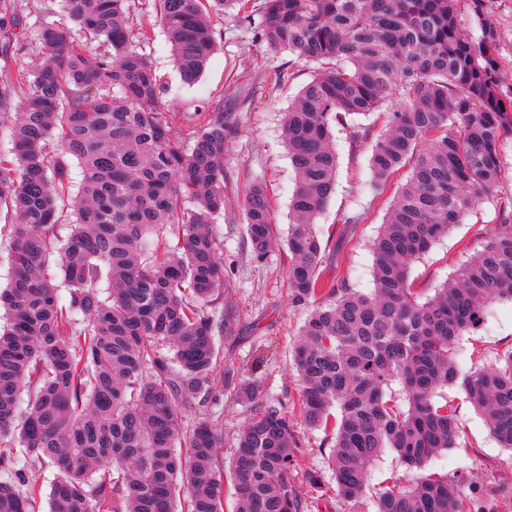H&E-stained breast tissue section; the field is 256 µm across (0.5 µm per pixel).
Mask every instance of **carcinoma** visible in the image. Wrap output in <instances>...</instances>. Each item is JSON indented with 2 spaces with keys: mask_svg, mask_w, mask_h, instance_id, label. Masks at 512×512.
Segmentation results:
<instances>
[{
  "mask_svg": "<svg viewBox=\"0 0 512 512\" xmlns=\"http://www.w3.org/2000/svg\"><path fill=\"white\" fill-rule=\"evenodd\" d=\"M182 79L196 81L214 48L209 13H259L260 43L317 73L284 114L296 175L288 251L293 303L307 305L292 353L303 384L300 411L332 429L336 495L359 501L375 460L390 450L423 469L457 444L455 410L436 400L460 387L503 448H512V352L459 369V339L484 327L491 304L512 301V214L485 237L451 282L421 300L411 265L494 197L503 174L499 144L512 133V97L502 94L495 27L458 28V0H151ZM83 33L39 32L42 59L28 75L0 73V206L9 224L10 280L0 289V512H38L41 490L20 463L58 474L50 512H302L291 482L298 440L288 412L256 380L217 371L215 322L203 305L224 285L209 232L224 212V147L235 113L219 105L177 126L138 45L135 0H61ZM19 26L15 0H0V39ZM27 85L15 100V85ZM394 101L372 139L377 188L412 160L405 187L371 244L373 287L338 288L315 220L334 192L333 129ZM82 184L70 194L71 168ZM73 219L62 239L64 207ZM254 259L274 242L267 187L245 197ZM164 231L153 251L152 232ZM57 255L69 305L59 303ZM105 280L111 292L97 284ZM327 293L329 300L320 301ZM400 386L403 404L391 385ZM28 392L27 404L22 393ZM227 394L247 422L227 465L223 428L210 417L187 427L183 409ZM184 444L185 453L177 451ZM373 512H495L460 482L421 472L379 489Z\"/></svg>",
  "mask_w": 512,
  "mask_h": 512,
  "instance_id": "carcinoma-1",
  "label": "carcinoma"
}]
</instances>
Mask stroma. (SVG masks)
<instances>
[{
  "instance_id": "35a3bbf8",
  "label": "stroma",
  "mask_w": 512,
  "mask_h": 512,
  "mask_svg": "<svg viewBox=\"0 0 512 512\" xmlns=\"http://www.w3.org/2000/svg\"><path fill=\"white\" fill-rule=\"evenodd\" d=\"M21 19L13 46L0 48V73H26L40 61L38 33L47 25L66 24L54 0H15ZM484 16L497 30V57L502 68V91L512 92V0H484ZM215 50L200 78L185 83L174 69L170 45L160 25H153L142 45L161 80L163 100L180 126H187L198 110L223 104L238 116L237 133L225 156V206L215 216L211 233L224 264V287L206 310L217 326L215 342L222 367L238 369L260 380L265 393L279 400L296 425L300 450L293 483L305 499V512H369L376 490L393 478L409 476V468L393 452H384L368 478L366 500L355 503L335 494L327 465L331 438L323 429L307 426L299 411L302 384L290 362L300 329L309 313L291 303L288 291V250L294 170L283 142L282 114L314 73L312 65L282 51L260 46L258 27L236 13L212 16ZM72 39H81L75 25L66 24ZM387 116L377 112L359 116L334 130L338 169L336 189L317 219L325 259L335 267L336 282L351 288L372 285L370 244L383 224L403 184L400 170L383 188H374L369 169V140L355 138L357 128L378 134ZM500 152L504 176L494 198L477 214L453 226L411 266L410 280L421 296L434 295L456 269L479 249L484 235L502 220V206L512 201V137H504ZM256 181L263 182L273 200L277 243L266 259L251 256L244 232V196ZM463 367L489 362L512 351V302L492 305L485 326L463 336ZM444 398L456 410L462 431L459 447L442 451L429 471L461 480L464 493L475 501L493 500L497 512H512V449L500 447L481 416L456 387ZM224 428L220 454L231 459L235 437L247 419L244 405L218 397L208 406ZM320 476V492L309 488L308 475Z\"/></svg>"
}]
</instances>
